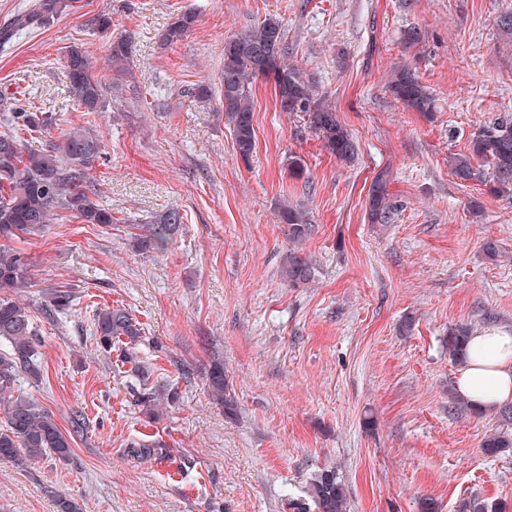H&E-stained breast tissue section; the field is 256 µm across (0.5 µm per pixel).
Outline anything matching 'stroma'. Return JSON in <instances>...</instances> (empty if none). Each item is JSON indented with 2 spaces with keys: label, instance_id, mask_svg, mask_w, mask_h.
<instances>
[{
  "label": "stroma",
  "instance_id": "35a3bbf8",
  "mask_svg": "<svg viewBox=\"0 0 512 512\" xmlns=\"http://www.w3.org/2000/svg\"><path fill=\"white\" fill-rule=\"evenodd\" d=\"M184 12L196 16L191 31L165 44ZM510 12L512 0H79L0 47V94L52 116L28 148L88 127L103 144L90 184L112 212L106 226L63 210L13 243L33 263L25 295L41 366L16 389L54 414L71 454L0 463V512H56L59 496L83 512H291L325 466L341 470L351 512H420L425 498L458 512L473 494L512 512V448L484 452L501 425L455 406L460 367L445 343L457 324L512 326V196L448 165L479 126L512 112V32L500 25ZM102 14L131 44L121 66L108 60ZM269 16L289 63L352 135L353 161L325 150L304 114L281 112L261 80L255 151L236 154L217 98L224 42ZM72 46L94 61L107 111L72 104ZM401 64L435 97L433 117L387 91ZM202 84L210 100L195 98ZM295 157L304 178L288 170ZM378 179L396 206L387 224L369 221ZM284 203L314 226L303 250L315 278L299 288L281 271ZM173 209L182 222L166 250L137 251L135 237ZM488 239L500 257L486 256ZM47 288L73 293L67 316L45 314ZM117 304L144 328L150 385L176 394L159 420L92 336L96 310ZM216 358L237 400L231 416L206 386ZM136 442L161 448L137 458Z\"/></svg>",
  "mask_w": 512,
  "mask_h": 512
}]
</instances>
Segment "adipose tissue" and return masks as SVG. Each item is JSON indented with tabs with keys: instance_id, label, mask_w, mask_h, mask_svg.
<instances>
[{
	"instance_id": "ef3b65f1",
	"label": "adipose tissue",
	"mask_w": 512,
	"mask_h": 512,
	"mask_svg": "<svg viewBox=\"0 0 512 512\" xmlns=\"http://www.w3.org/2000/svg\"><path fill=\"white\" fill-rule=\"evenodd\" d=\"M457 393L484 408L512 401V330L489 326L468 342V360L456 377Z\"/></svg>"
}]
</instances>
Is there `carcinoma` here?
Here are the masks:
<instances>
[{
	"label": "carcinoma",
	"instance_id": "cac0c4a2",
	"mask_svg": "<svg viewBox=\"0 0 512 512\" xmlns=\"http://www.w3.org/2000/svg\"><path fill=\"white\" fill-rule=\"evenodd\" d=\"M75 0H36L34 7L0 24V46L10 44L24 28H40L73 10ZM195 15L182 13L166 29L168 43L182 40L193 27ZM288 46L282 24L268 17L250 29L230 36L224 43V71L221 79V105L232 128L234 149L248 161L256 147L253 123L252 86L261 79L273 85L282 112H301L309 128L337 159L347 161L355 152L348 130L340 123L335 109L316 98L313 86L299 68L287 62ZM68 93L82 112L103 111L102 85L93 61L85 51L72 47L67 54ZM388 91L407 108L430 114L435 99L417 76L401 66L392 70ZM51 116L33 112L19 102L0 98V462L18 468L53 455L66 460L71 444L60 430L54 415L35 399L15 393L23 375L40 376L35 347V327L29 304L22 290L30 286L29 255L9 242L45 232L57 216V210L74 212L86 224L112 223V212L99 207L90 196L88 174L101 155L99 139L88 130L74 128L61 141L43 150H24V135L41 136L51 127ZM451 171L461 181L489 180L496 195L512 194V113L504 112L488 125L472 133L468 152L453 157ZM369 214L374 224H387L393 214L385 184L375 182L369 193ZM279 221L288 225L292 248L284 257L283 272L294 286L313 281L314 263L300 252L299 244L313 231L308 212L284 205ZM181 223L172 210L147 228V234L135 241L140 251L163 250ZM49 307L63 312L72 306L67 292L50 288L43 292ZM93 324L97 348L106 353L124 344V362L130 373L145 382L151 366L138 358L135 346L144 334L136 318L123 306L105 307L95 313ZM473 329L458 326L448 336V352L462 365L467 359V342ZM212 395L224 402L226 411L234 410L224 364L214 362L207 375ZM174 395L162 389L143 388L137 402L144 414L159 415L161 402H172ZM486 454L496 455L512 448V434L495 432L483 442ZM308 496L314 512H350L344 477L335 467L317 471L309 482ZM460 512H502L497 505L473 496L459 505Z\"/></svg>",
	"mask_w": 512,
	"mask_h": 512
}]
</instances>
